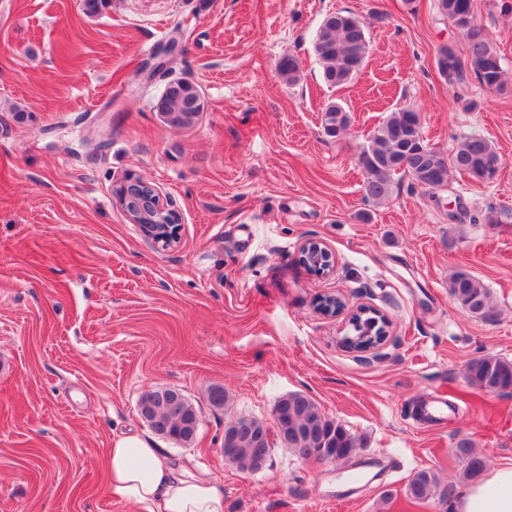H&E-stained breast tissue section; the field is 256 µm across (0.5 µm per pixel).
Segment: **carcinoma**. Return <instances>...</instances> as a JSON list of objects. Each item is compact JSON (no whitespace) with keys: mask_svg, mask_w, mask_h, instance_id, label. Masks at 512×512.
Returning <instances> with one entry per match:
<instances>
[{"mask_svg":"<svg viewBox=\"0 0 512 512\" xmlns=\"http://www.w3.org/2000/svg\"><path fill=\"white\" fill-rule=\"evenodd\" d=\"M442 17L462 28L467 38V54L461 58L450 47L441 48L437 67L450 82H460L468 75L491 90L507 89L505 70L501 58L489 40L473 22L472 0H438ZM314 53L322 65V75L332 87L347 84L360 70L369 52V39L363 21L346 11L326 15L318 26L313 40ZM153 110L163 121L173 127L191 126L204 101L198 86L186 78L168 80L156 97ZM418 112L409 107L391 111L362 147L357 163L364 172V190L367 199L376 203L388 200L397 176L403 175L419 186L426 181L450 182L453 171L478 181L489 180V168L497 153L489 141L476 135L460 138L449 157L423 142L416 144L421 135ZM350 123L348 112L338 103L329 104L323 111L322 128L326 135L335 137ZM449 290L460 306L471 316L482 320L494 317L490 294L474 275L467 271L456 272ZM469 383L486 393H503L512 390V360L494 355L473 359L467 366ZM144 415L156 418L153 431L167 439L189 441L200 420L197 409L187 400L160 403L145 392L139 401ZM274 411L283 431L281 443L294 450L308 448L324 452L336 460L356 455L363 447L360 438L350 434L342 425L326 415L320 405L309 395L292 392L280 398ZM266 424L256 418L239 417L224 427V461L236 469L255 473L264 468L268 456L262 455L256 433ZM457 455L463 461L462 478L475 480L489 465V458L475 452L470 440L463 437L456 443ZM450 489L440 485L431 470H420L413 475L406 487V497L411 503H421L434 497L448 498Z\"/></svg>","mask_w":512,"mask_h":512,"instance_id":"carcinoma-1","label":"carcinoma"}]
</instances>
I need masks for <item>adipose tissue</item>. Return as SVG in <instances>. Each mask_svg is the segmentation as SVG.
Segmentation results:
<instances>
[{"mask_svg":"<svg viewBox=\"0 0 512 512\" xmlns=\"http://www.w3.org/2000/svg\"><path fill=\"white\" fill-rule=\"evenodd\" d=\"M105 472L110 492L146 512H224V499L209 478L177 471L143 437L113 439ZM449 512H512V465L487 470L452 500Z\"/></svg>","mask_w":512,"mask_h":512,"instance_id":"obj_1","label":"adipose tissue"}]
</instances>
